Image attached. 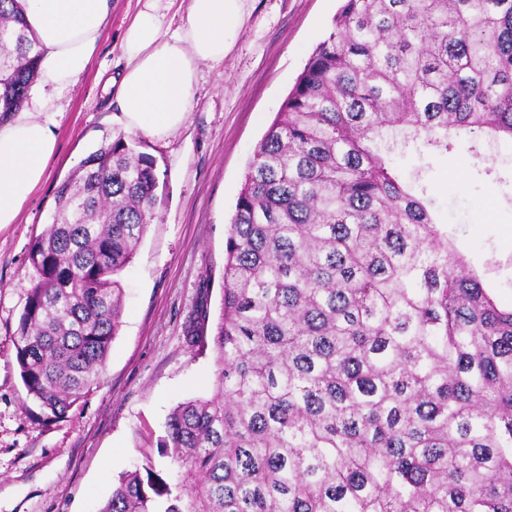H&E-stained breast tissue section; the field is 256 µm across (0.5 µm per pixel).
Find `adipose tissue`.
<instances>
[{"instance_id":"ef3b65f1","label":"adipose tissue","mask_w":512,"mask_h":512,"mask_svg":"<svg viewBox=\"0 0 512 512\" xmlns=\"http://www.w3.org/2000/svg\"><path fill=\"white\" fill-rule=\"evenodd\" d=\"M164 0H144L126 29L118 99L129 129L163 138L187 122L198 65L233 45L243 0H189L185 24L162 26ZM23 16L44 51L41 90L0 123V226L17 223L48 173L57 139L54 98L83 74L106 25L109 0H24Z\"/></svg>"}]
</instances>
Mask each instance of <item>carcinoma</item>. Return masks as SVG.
<instances>
[{
    "mask_svg": "<svg viewBox=\"0 0 512 512\" xmlns=\"http://www.w3.org/2000/svg\"><path fill=\"white\" fill-rule=\"evenodd\" d=\"M0 0V120L43 53ZM512 144V0H343L254 150L225 241L216 391L177 405L180 472L126 474L98 512H512V310L393 157ZM120 132L56 188L16 361L46 423L93 389L118 333L115 276L157 201Z\"/></svg>",
    "mask_w": 512,
    "mask_h": 512,
    "instance_id": "obj_1",
    "label": "carcinoma"
}]
</instances>
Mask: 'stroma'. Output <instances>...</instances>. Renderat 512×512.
Masks as SVG:
<instances>
[{
  "instance_id": "35a3bbf8",
  "label": "stroma",
  "mask_w": 512,
  "mask_h": 512,
  "mask_svg": "<svg viewBox=\"0 0 512 512\" xmlns=\"http://www.w3.org/2000/svg\"><path fill=\"white\" fill-rule=\"evenodd\" d=\"M342 0H244L223 62H203L186 125L162 139L143 137L157 159L155 216L121 273V324L92 392L63 421L45 424L16 363L17 328L32 285L31 243L51 222L55 191L103 138L124 129L117 89L122 38L141 0H111L88 69L58 102V150L47 179L20 220L0 227V512H97L125 472L161 453L167 420L180 403L210 397L213 349L184 338L200 307L208 329L219 320L225 238L254 149L331 30ZM405 170L426 166L434 210L448 237L512 309V148L488 160L466 148L449 155L395 156ZM493 174H486V166Z\"/></svg>"
}]
</instances>
